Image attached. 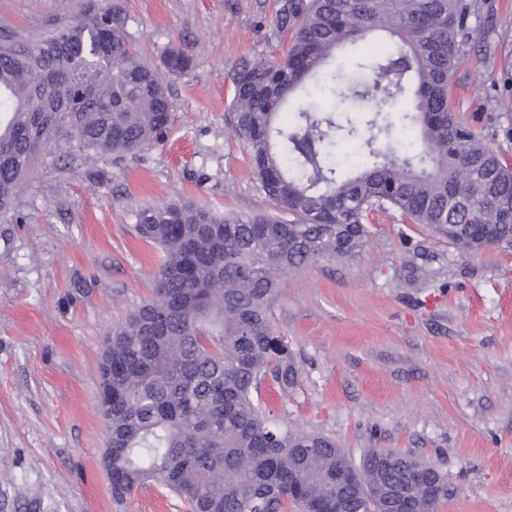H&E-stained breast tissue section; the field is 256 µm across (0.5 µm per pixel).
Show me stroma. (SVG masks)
<instances>
[{
    "mask_svg": "<svg viewBox=\"0 0 512 512\" xmlns=\"http://www.w3.org/2000/svg\"><path fill=\"white\" fill-rule=\"evenodd\" d=\"M471 3L453 111L512 164V0ZM106 8L141 62L179 48L193 64L170 83L161 143L92 162L50 146L0 215V512H187L153 485L115 501L103 466L99 363L163 260L135 215L274 209L226 117L235 65L285 48L279 0H0V36L36 43ZM365 223L355 261L283 282L272 323L300 377L289 398L267 391L270 407L352 455L434 462L449 489L437 512H512V245L463 252L391 208Z\"/></svg>",
    "mask_w": 512,
    "mask_h": 512,
    "instance_id": "35a3bbf8",
    "label": "stroma"
}]
</instances>
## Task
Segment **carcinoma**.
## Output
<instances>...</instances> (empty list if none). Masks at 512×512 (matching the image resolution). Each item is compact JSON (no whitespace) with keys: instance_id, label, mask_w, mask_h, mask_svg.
Wrapping results in <instances>:
<instances>
[{"instance_id":"carcinoma-1","label":"carcinoma","mask_w":512,"mask_h":512,"mask_svg":"<svg viewBox=\"0 0 512 512\" xmlns=\"http://www.w3.org/2000/svg\"><path fill=\"white\" fill-rule=\"evenodd\" d=\"M465 0H281L290 33L279 58L234 68L228 124L272 212L216 215L191 203L136 214L164 260L154 296L112 330L99 373L103 463L112 496L156 484L190 512H394L378 481L383 458L414 484L439 482L415 456L288 429L263 391L288 397L299 368L271 310L289 273L354 260L364 219L390 206L464 251L512 244V169L448 106ZM191 57L158 70L136 59L110 12L31 44L0 39V211L42 149L65 139L121 158L160 138L170 81ZM360 103L363 117L336 119ZM291 112V122L280 115ZM360 153L345 175L336 140ZM344 497L336 502V484ZM439 497V498H441ZM439 498H410L436 512Z\"/></svg>"}]
</instances>
